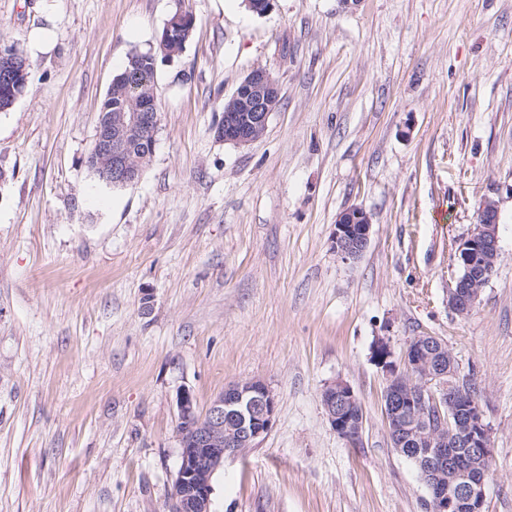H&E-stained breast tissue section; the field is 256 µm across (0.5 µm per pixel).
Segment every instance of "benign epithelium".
I'll return each instance as SVG.
<instances>
[{"instance_id":"7a95c632","label":"benign epithelium","mask_w":512,"mask_h":512,"mask_svg":"<svg viewBox=\"0 0 512 512\" xmlns=\"http://www.w3.org/2000/svg\"><path fill=\"white\" fill-rule=\"evenodd\" d=\"M183 25L181 15L168 23L162 42L164 56L180 53L171 30ZM280 87L270 72L257 67L224 101V117L217 125L224 142L244 147L266 132L279 106ZM158 114L146 96L127 95V108L100 113L91 159L105 183H136L154 150ZM478 225L460 241L457 252L465 275L448 290V308L459 316L474 307L495 270L500 255L497 205L482 203ZM371 219L360 207L344 211L336 221L333 249L345 262L357 260L371 236ZM373 357L386 375L385 418L392 446L423 470L429 491L428 512H484L485 487L490 474L491 430L479 402L462 391L461 370L447 344L428 333L411 338L400 357L379 340ZM321 403L330 425L349 444H358L364 427L361 400L342 380L324 387ZM179 466L170 512H211L213 477L224 457L253 448L269 433L277 399L261 380L234 384L214 397L200 412L193 393L177 399ZM456 453L448 454V441Z\"/></svg>"}]
</instances>
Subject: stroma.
Wrapping results in <instances>:
<instances>
[{
  "mask_svg": "<svg viewBox=\"0 0 512 512\" xmlns=\"http://www.w3.org/2000/svg\"><path fill=\"white\" fill-rule=\"evenodd\" d=\"M158 58L154 152L137 183L85 164L130 53ZM53 49L0 112V512H168L177 396L266 382L273 428L228 456L211 512H426L393 448L376 340L445 341L492 431L486 512H512V0H0V43ZM267 68L281 104L245 147L215 127ZM496 202L500 259L449 309L458 241ZM371 216L353 262L344 210ZM363 403L357 446L321 404ZM371 219L360 207L344 211L336 221L333 249L344 261L357 260L366 250L371 236ZM321 403L338 436L346 443L357 445L362 437L364 411L353 388L345 381L336 380L322 390Z\"/></svg>",
  "mask_w": 512,
  "mask_h": 512,
  "instance_id": "35a3bbf8",
  "label": "stroma"
}]
</instances>
